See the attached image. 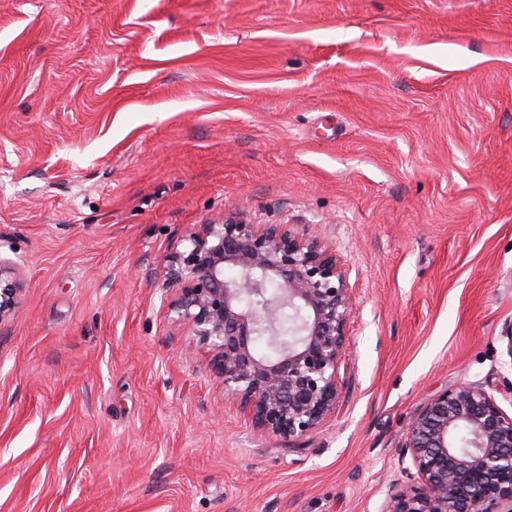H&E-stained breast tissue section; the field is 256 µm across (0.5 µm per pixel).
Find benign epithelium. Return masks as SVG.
<instances>
[{
  "mask_svg": "<svg viewBox=\"0 0 512 512\" xmlns=\"http://www.w3.org/2000/svg\"><path fill=\"white\" fill-rule=\"evenodd\" d=\"M186 240L165 266L175 323L208 349L209 370L257 430L315 433L336 412L353 310L336 256L286 224L226 219ZM21 293L16 267L0 259V321L16 315ZM286 309L294 337L274 341V355L259 352V337L280 335ZM399 467L405 481L380 512H512V415L479 384L449 387L408 422Z\"/></svg>",
  "mask_w": 512,
  "mask_h": 512,
  "instance_id": "benign-epithelium-1",
  "label": "benign epithelium"
}]
</instances>
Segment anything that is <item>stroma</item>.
Returning <instances> with one entry per match:
<instances>
[{"label":"stroma","mask_w":512,"mask_h":512,"mask_svg":"<svg viewBox=\"0 0 512 512\" xmlns=\"http://www.w3.org/2000/svg\"><path fill=\"white\" fill-rule=\"evenodd\" d=\"M228 217L345 270L308 437L166 314ZM0 258V512H380L411 417L512 377V0H0ZM22 293L19 274L11 262L0 259V321L16 315Z\"/></svg>","instance_id":"stroma-1"}]
</instances>
